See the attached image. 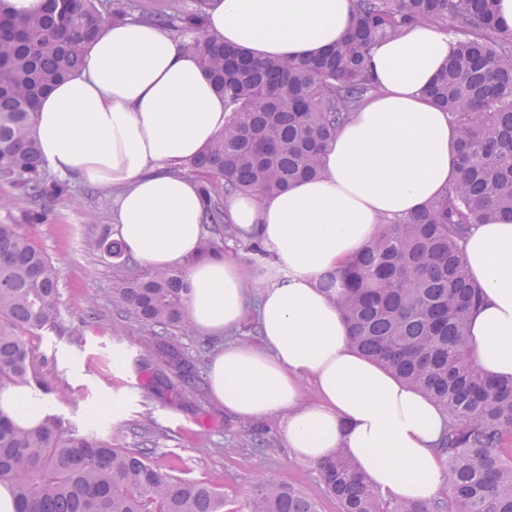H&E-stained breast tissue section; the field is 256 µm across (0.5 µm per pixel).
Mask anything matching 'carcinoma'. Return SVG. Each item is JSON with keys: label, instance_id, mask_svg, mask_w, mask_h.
I'll return each mask as SVG.
<instances>
[{"label": "carcinoma", "instance_id": "cac0c4a2", "mask_svg": "<svg viewBox=\"0 0 512 512\" xmlns=\"http://www.w3.org/2000/svg\"><path fill=\"white\" fill-rule=\"evenodd\" d=\"M162 18L199 59L224 97V133L188 167L212 230L202 251L221 249L237 228L224 200L288 190L323 174L321 155L336 128L374 86L371 46L417 21L457 23L459 40L429 94L457 130L458 182L406 219L382 224L341 275L319 288L338 304L350 339L365 357L426 393L448 419L437 452L448 463L446 501H393L392 512H512V381L491 380L469 354L468 319L480 295L466 275L461 245L476 224L512 215V46L502 39L495 0H356L352 30L305 61H257L207 31L203 5ZM129 0H49L42 16L17 18L0 7V181L37 202L66 185L47 177L31 134L39 97L81 64L106 20L130 19ZM85 249L123 258L109 229ZM254 275L267 265L260 239L248 238ZM184 273L158 270L116 278L112 307L145 327L143 348L180 373L189 364L172 343L191 328ZM56 272L15 224H0V394L47 390L29 336L58 314ZM150 450L114 448L94 435L69 432L44 415L31 425L0 403V485L17 512H224V494L209 484L166 474ZM341 512H386L382 496L343 451L320 467ZM248 512H316L315 505L273 476L255 484Z\"/></svg>", "mask_w": 512, "mask_h": 512}]
</instances>
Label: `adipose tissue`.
<instances>
[{"label":"adipose tissue","instance_id":"1","mask_svg":"<svg viewBox=\"0 0 512 512\" xmlns=\"http://www.w3.org/2000/svg\"><path fill=\"white\" fill-rule=\"evenodd\" d=\"M206 28L256 60L301 61L353 27L354 0H206ZM457 36L432 22L377 41L376 86L339 126L323 176L262 199L238 195L230 221L256 235L279 276L249 287L239 265L202 255L203 199L180 169L224 130V99L197 57L158 26L103 24L80 70L41 95L34 136L43 162L77 184L121 187L115 236L156 271H185L193 328L219 336L256 310L261 346L229 343L207 366L211 399L250 419L281 415L289 448L320 464L346 451L385 496L436 499L448 466L434 445L437 405L350 344L346 321L318 288L342 272L379 224L401 220L459 179L457 131L427 94ZM481 292L470 355L492 379L512 378V220L475 225L462 245ZM312 382L318 403L302 399Z\"/></svg>","mask_w":512,"mask_h":512}]
</instances>
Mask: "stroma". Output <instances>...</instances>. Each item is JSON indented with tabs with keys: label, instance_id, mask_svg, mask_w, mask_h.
I'll list each match as a JSON object with an SVG mask.
<instances>
[{
	"label": "stroma",
	"instance_id": "35a3bbf8",
	"mask_svg": "<svg viewBox=\"0 0 512 512\" xmlns=\"http://www.w3.org/2000/svg\"><path fill=\"white\" fill-rule=\"evenodd\" d=\"M118 195L74 184L67 195L38 202L39 221L24 206L0 209V224L17 225L52 262L58 279V324L30 338L51 387L38 398L43 412L72 433L95 435L116 448L137 447L148 434L150 457L163 473L206 481L223 493L229 512H246L253 483L269 472L303 491L318 512H340L318 466L291 454L281 416L241 418L211 400L206 367L217 338L174 335L191 371L170 376L168 387L153 393L159 368L141 348L144 331L117 313L110 297L113 279L149 271L130 258L111 262L84 248L88 236L112 227Z\"/></svg>",
	"mask_w": 512,
	"mask_h": 512
}]
</instances>
